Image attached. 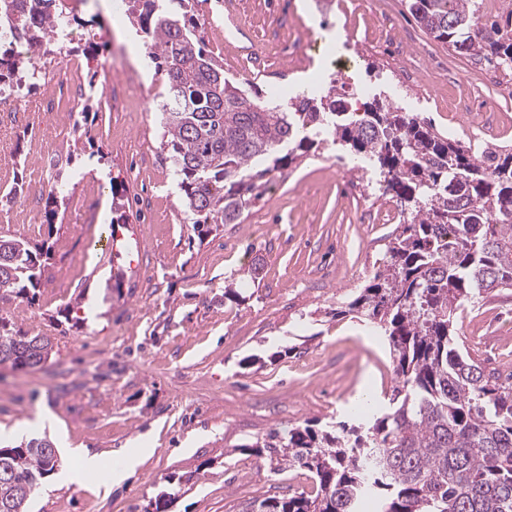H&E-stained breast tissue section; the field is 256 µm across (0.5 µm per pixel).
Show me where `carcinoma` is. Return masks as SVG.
<instances>
[{
  "instance_id": "obj_1",
  "label": "carcinoma",
  "mask_w": 512,
  "mask_h": 512,
  "mask_svg": "<svg viewBox=\"0 0 512 512\" xmlns=\"http://www.w3.org/2000/svg\"><path fill=\"white\" fill-rule=\"evenodd\" d=\"M159 0H133L128 17L166 77L162 145L181 204L198 234L240 224L264 200L271 180L311 151L334 148L368 161L380 195L402 211L382 265L348 312L387 337L395 373L382 413L368 401L338 422L272 430L249 449L284 468H304L313 489L249 503L242 512H512V374L486 371L456 332L465 306L512 288V147L483 153L446 136L418 112L373 98L349 110L336 86L281 97L248 93L224 77L196 34L190 0L181 15ZM435 40L460 55L512 64V30L480 23L476 0H407ZM25 46L0 50V86L35 77L56 26L78 18L61 0H0V22ZM125 194L112 186V218L124 224ZM0 251V299L29 298L51 260L45 244L9 239ZM47 336L0 318V363L39 366ZM51 440L0 447V512H28L42 481L59 467ZM176 486L143 512H166Z\"/></svg>"
}]
</instances>
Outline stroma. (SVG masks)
<instances>
[{"mask_svg":"<svg viewBox=\"0 0 512 512\" xmlns=\"http://www.w3.org/2000/svg\"><path fill=\"white\" fill-rule=\"evenodd\" d=\"M199 0L197 33L224 74L270 91L287 74L297 87L314 70L336 75L344 101L361 107L378 90L431 119L445 135L471 132L512 145V98L469 57L426 34L404 0ZM72 26V58L85 92L64 112L0 128V169L68 190L53 225L0 198V235L50 246L48 275L71 269L60 292L0 300V318L49 336L42 366H0V444L33 437L56 445L60 472L48 477L32 512H133L158 489L191 476L167 512H242L252 501L310 491L301 470L273 471L247 446L270 430L345 421L361 393L384 397L394 384L386 337L371 333L346 304L368 284L397 223L390 198H374L368 175H337L333 151L303 159L251 209L243 223L198 237L161 145L166 83L128 19L127 0H84ZM360 40L335 71L339 32ZM313 46L282 56L281 42ZM133 60L149 94L135 111L111 98L113 71ZM461 104L449 111L447 96ZM492 104V123L477 111ZM86 125H79L80 116ZM124 185L128 219L112 222V186ZM123 275L122 295L103 300ZM236 298H225L226 288ZM512 289L468 305L461 341L483 365L512 367V335L500 316ZM103 467L66 482L73 449ZM144 462L120 483L109 472L128 454Z\"/></svg>","mask_w":512,"mask_h":512,"instance_id":"stroma-1","label":"stroma"}]
</instances>
